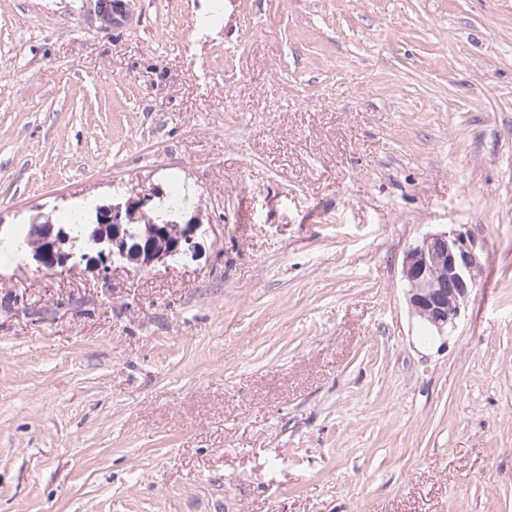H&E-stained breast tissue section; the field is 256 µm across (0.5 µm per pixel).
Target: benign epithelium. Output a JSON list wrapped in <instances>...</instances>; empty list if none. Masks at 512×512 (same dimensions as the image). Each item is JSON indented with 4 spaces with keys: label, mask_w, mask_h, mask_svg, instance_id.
I'll return each instance as SVG.
<instances>
[{
    "label": "benign epithelium",
    "mask_w": 512,
    "mask_h": 512,
    "mask_svg": "<svg viewBox=\"0 0 512 512\" xmlns=\"http://www.w3.org/2000/svg\"><path fill=\"white\" fill-rule=\"evenodd\" d=\"M128 2L99 0L102 22L111 25L128 18ZM158 196L160 192L152 188L98 207L100 223L85 228V252L80 256L65 250L68 234L49 220L32 225L18 249L28 252L38 269L49 272L65 268L76 258L91 260L103 270L122 262L140 271L195 256L202 228L197 214L182 223L145 221L143 244L128 246L123 225L144 221L145 208ZM483 268V247L473 235L456 229L425 234L405 251L401 264L410 313L426 318L435 335H448L477 287Z\"/></svg>",
    "instance_id": "1"
}]
</instances>
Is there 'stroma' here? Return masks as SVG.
Segmentation results:
<instances>
[{"label": "stroma", "instance_id": "1", "mask_svg": "<svg viewBox=\"0 0 512 512\" xmlns=\"http://www.w3.org/2000/svg\"><path fill=\"white\" fill-rule=\"evenodd\" d=\"M0 0V225L188 188L195 258L0 263V512H512V0ZM456 329L404 299L442 230ZM97 2L98 15L105 25H111L129 17L127 2H131V0H101ZM483 268V247L473 235L456 229L425 234L405 251L401 264L410 313L426 318L435 336H448Z\"/></svg>", "mask_w": 512, "mask_h": 512}]
</instances>
